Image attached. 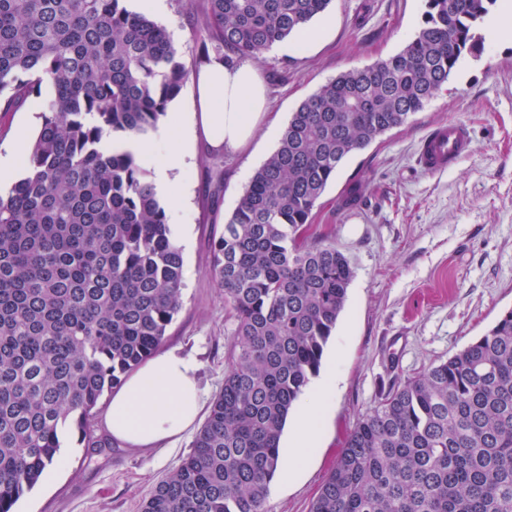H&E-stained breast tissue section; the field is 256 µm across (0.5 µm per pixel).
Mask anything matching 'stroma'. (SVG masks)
I'll return each mask as SVG.
<instances>
[{
    "mask_svg": "<svg viewBox=\"0 0 512 512\" xmlns=\"http://www.w3.org/2000/svg\"><path fill=\"white\" fill-rule=\"evenodd\" d=\"M203 0H167L161 23L186 67L201 57L196 24ZM425 0H332L314 18L310 45L288 38L256 58L274 127L232 155L198 149L184 174L190 202L169 210L183 252V304L164 348L192 355L208 397L224 386L235 320L209 274L211 243L254 172L277 148L292 112L342 72L400 52L414 37ZM451 119L473 129L471 151L451 170L426 174L415 162L420 138ZM361 184L362 205L338 202ZM313 230L350 260L354 278L321 369L336 392L321 423L320 446L302 476L270 484L266 512H310L359 417L408 377L446 361L512 308V42H486L408 122L348 157L315 211ZM194 432L147 452L113 445L87 455L66 437L64 469L38 484L14 512H141L157 482L192 451Z\"/></svg>",
    "mask_w": 512,
    "mask_h": 512,
    "instance_id": "35a3bbf8",
    "label": "stroma"
}]
</instances>
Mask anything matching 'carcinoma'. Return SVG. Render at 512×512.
Here are the masks:
<instances>
[{"label":"carcinoma","mask_w":512,"mask_h":512,"mask_svg":"<svg viewBox=\"0 0 512 512\" xmlns=\"http://www.w3.org/2000/svg\"><path fill=\"white\" fill-rule=\"evenodd\" d=\"M331 0H203L227 61L257 58ZM497 0H426L396 55L338 75L291 113L212 242L235 318L224 387L193 451L141 512H265L288 414L320 372L354 277L313 211L352 153L407 123L484 51ZM27 172L0 194V512L59 458L64 428L112 447L96 410L165 340L183 257L146 170L102 150L172 118L189 78L164 27L125 0H0V112L42 94ZM310 512H512V308L362 415Z\"/></svg>","instance_id":"1"}]
</instances>
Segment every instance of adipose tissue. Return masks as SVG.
<instances>
[{
    "label": "adipose tissue",
    "mask_w": 512,
    "mask_h": 512,
    "mask_svg": "<svg viewBox=\"0 0 512 512\" xmlns=\"http://www.w3.org/2000/svg\"><path fill=\"white\" fill-rule=\"evenodd\" d=\"M188 88L196 110L164 122L155 143L130 137L102 142L106 152L127 153L148 164L157 190L178 206L186 199L180 174L192 165L195 144L204 143L208 152L216 154L236 152L253 140L267 116V87L255 65L211 56L191 72ZM335 389V379L318 383L313 389V407L295 420L285 457L288 477L299 474L317 447L322 415ZM204 407L197 362L163 350L134 370L113 393L106 429L124 447L154 448L193 429Z\"/></svg>",
    "instance_id": "ef3b65f1"
}]
</instances>
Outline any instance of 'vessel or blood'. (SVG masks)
<instances>
[{
    "label": "vessel or blood",
    "mask_w": 512,
    "mask_h": 512,
    "mask_svg": "<svg viewBox=\"0 0 512 512\" xmlns=\"http://www.w3.org/2000/svg\"><path fill=\"white\" fill-rule=\"evenodd\" d=\"M472 146L469 126L461 121L434 125L422 137L417 161L429 174H438L454 168Z\"/></svg>",
    "instance_id": "b4317fda"
}]
</instances>
